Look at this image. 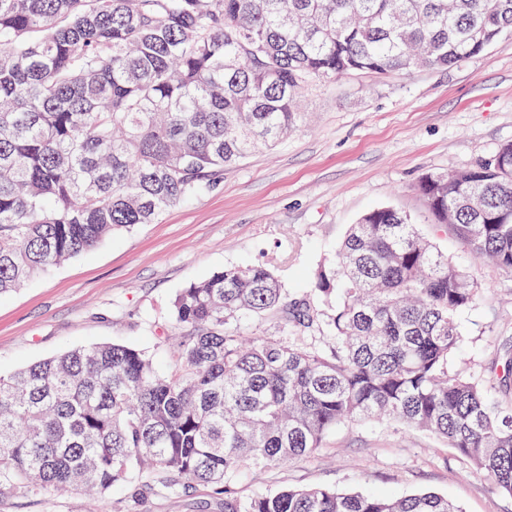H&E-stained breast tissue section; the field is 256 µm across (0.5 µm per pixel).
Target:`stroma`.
<instances>
[{
    "label": "stroma",
    "instance_id": "35a3bbf8",
    "mask_svg": "<svg viewBox=\"0 0 512 512\" xmlns=\"http://www.w3.org/2000/svg\"><path fill=\"white\" fill-rule=\"evenodd\" d=\"M300 99L305 125L272 149L225 167L216 186L156 223L118 233L0 299V368L99 342L156 352L178 292L229 266L268 264L289 297H305L349 225L390 206L478 286L458 316V350L471 375L490 377L512 345V275L436 230L416 186L428 172L472 168L512 142V35L448 68L314 79ZM308 485L395 496L430 490L461 512H512V498L442 438L372 420L336 426L314 454L283 466H248L224 489L195 484L150 495L140 512H224L228 489L251 496ZM91 508L78 489L0 499V512Z\"/></svg>",
    "mask_w": 512,
    "mask_h": 512
}]
</instances>
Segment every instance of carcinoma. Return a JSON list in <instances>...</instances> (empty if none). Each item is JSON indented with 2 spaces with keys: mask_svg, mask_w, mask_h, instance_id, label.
I'll use <instances>...</instances> for the list:
<instances>
[{
  "mask_svg": "<svg viewBox=\"0 0 512 512\" xmlns=\"http://www.w3.org/2000/svg\"><path fill=\"white\" fill-rule=\"evenodd\" d=\"M506 34L512 0H0V297L275 146L301 125L309 80L447 68ZM418 191L433 226L512 274V142ZM311 292L332 313L288 298L264 264L226 267L176 295L163 370L114 343L0 369V498L80 486L109 512L123 485L136 512L144 475L172 493L219 486L385 419L445 439L512 497V403L492 392L512 385V349L486 384L457 360L469 273L379 207ZM248 317L285 335L245 345ZM224 512L461 510L433 492L311 486L227 494Z\"/></svg>",
  "mask_w": 512,
  "mask_h": 512,
  "instance_id": "carcinoma-1",
  "label": "carcinoma"
}]
</instances>
